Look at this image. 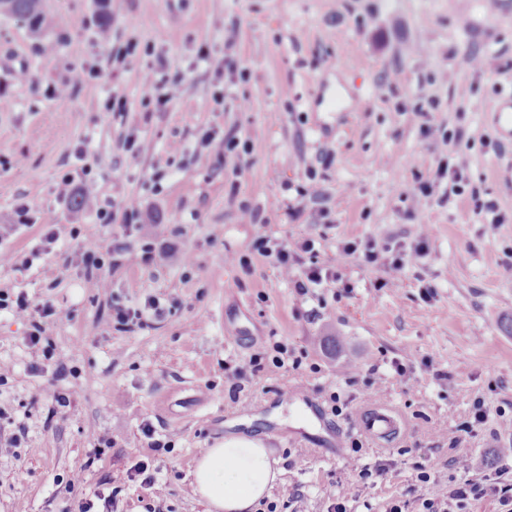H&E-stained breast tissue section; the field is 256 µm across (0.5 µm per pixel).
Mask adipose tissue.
<instances>
[{"label": "adipose tissue", "mask_w": 512, "mask_h": 512, "mask_svg": "<svg viewBox=\"0 0 512 512\" xmlns=\"http://www.w3.org/2000/svg\"><path fill=\"white\" fill-rule=\"evenodd\" d=\"M277 475L276 461L260 438L232 435L198 460L193 485L207 512H250Z\"/></svg>", "instance_id": "obj_1"}]
</instances>
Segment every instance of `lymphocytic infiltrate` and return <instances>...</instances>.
<instances>
[{"label":"lymphocytic infiltrate","instance_id":"f902f5d3","mask_svg":"<svg viewBox=\"0 0 512 512\" xmlns=\"http://www.w3.org/2000/svg\"><path fill=\"white\" fill-rule=\"evenodd\" d=\"M141 91L149 111L162 112L181 95L183 84L181 79L166 78L163 68L151 67L142 76ZM427 115V110L420 107L414 111L415 119L421 122L422 136L428 140H438L445 154L440 157L435 172L418 179L407 193L406 198L415 211L432 201L440 206L447 205L451 197L461 195L468 184L466 164L456 155L461 143L460 136L438 134L437 130L427 124ZM249 152V144L240 141L234 133L209 129L202 133L193 157L197 164L211 167L222 162L227 155L240 157ZM96 187L95 181L87 180L79 184L73 176L67 174L56 187V197L63 201L82 189L92 190V211L99 223L122 225L124 237L113 244L108 254H101L90 246L79 247L77 251L84 286L105 294L110 290L105 269L116 266L118 256L123 255L127 249L126 238L134 237L144 242L149 233L146 225L141 224V214L136 208L102 200L95 193ZM429 247L430 232L424 224L417 225L408 240L402 242H381L374 238L344 242L337 254L323 260L319 259L315 241L310 237H299L285 244H273L268 238L261 237L254 243L255 250L272 260L281 276L288 280L295 293L301 297L312 294L316 288L326 284H337L345 291H352L353 283L343 279L338 271L342 258L352 255L358 256L365 264L384 269L385 275L378 280V287H396L405 269L425 257ZM3 309L9 310L16 318L29 320L26 345L31 356L38 361L53 359L54 349L44 336L46 323L57 314L52 305L47 303L35 308L31 306L27 295L1 289L0 310ZM164 315V309L152 297L138 306H128L116 300L110 303L112 321L132 332L151 327L153 322L161 320ZM453 464L462 473L460 480L449 486L445 499L428 502L426 512H453L454 508L463 507L469 501L481 499L490 492L497 495L502 506L512 507L511 482H504L497 477L489 482L472 479L471 467L464 456L456 457Z\"/></svg>","mask_w":512,"mask_h":512}]
</instances>
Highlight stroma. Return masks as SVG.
Instances as JSON below:
<instances>
[{"label":"stroma","instance_id":"1","mask_svg":"<svg viewBox=\"0 0 512 512\" xmlns=\"http://www.w3.org/2000/svg\"><path fill=\"white\" fill-rule=\"evenodd\" d=\"M47 3L59 45L52 56L22 24L0 17V251L23 257L46 224L66 235L32 267L0 268V289L58 308L46 334L67 370L58 373L56 361L32 369L28 322L0 311V436L25 432L19 447L0 446V512H66L73 491L94 493L111 477L122 481L112 512H147L151 490L125 478L147 458L165 485L163 512H206L192 487L195 462L233 434L262 437L277 461L270 496L254 512L296 490L308 512H328L339 498L347 512H387L397 501L425 512L457 476L451 460L460 451L450 437L466 423L473 476H512V221L488 236L475 207L491 201L512 217V141L500 154L482 144L499 138L489 110L512 92V0L486 26L470 0H124L106 43L98 39L100 0ZM228 39L247 75L225 88L218 106L217 80L197 52L206 45L223 53ZM130 41L136 53L114 61L113 50ZM476 51L496 55L500 72H474ZM160 58L184 90L165 111L149 112L141 78ZM22 68L38 89L16 82ZM73 68L99 75L62 90ZM115 91L125 111L107 110ZM424 97L438 101L431 125L463 132L472 190L412 214L404 194L439 159L412 115ZM209 128L250 141L249 159L196 164L193 151ZM132 137L146 151L132 155ZM83 149L105 165L90 167ZM86 167L103 197L137 207L170 250L167 266L148 267L131 242L108 273L116 300L171 306L153 328L114 329L105 298L65 262L80 244L105 252L123 236L119 225L57 202L60 179L82 178ZM313 180L322 198L300 199L298 189ZM20 201L34 212L32 226L12 223ZM244 204L260 223L241 220ZM296 205L303 212L295 220L288 209ZM323 208L331 223L321 222ZM416 224L428 225L430 250L393 290L376 288L381 268L349 257L339 270L352 292L331 284L301 297L251 251L261 237L306 236L330 254L352 239L406 240ZM242 256L251 265H240ZM426 284L435 288L427 301ZM276 342L298 357V369L266 368L238 386L225 378V362ZM403 357L410 368L400 376L392 362ZM428 360L447 381L433 378ZM348 366L359 383H346ZM373 367L383 380L378 397L363 382ZM58 394L71 403L52 417ZM478 399L481 422L473 418ZM377 405L400 422L391 439L361 425ZM146 424L153 437L143 435ZM97 434L112 446L94 461ZM155 438L170 451L154 452ZM353 441L362 464L386 468L385 477L361 479L349 457L337 456V445ZM421 470L429 481H419Z\"/></svg>","mask_w":512,"mask_h":512}]
</instances>
